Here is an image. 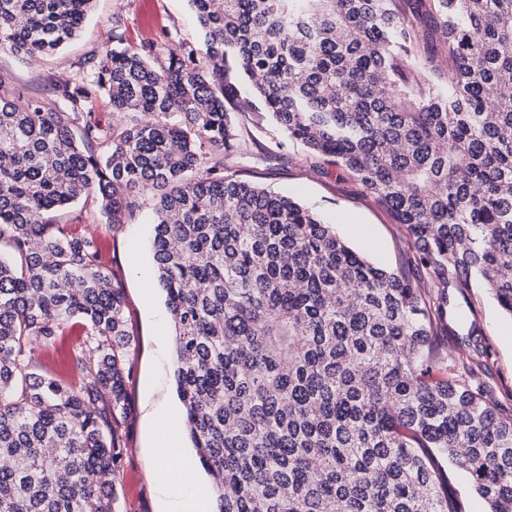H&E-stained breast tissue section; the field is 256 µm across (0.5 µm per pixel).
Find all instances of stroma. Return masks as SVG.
Returning a JSON list of instances; mask_svg holds the SVG:
<instances>
[{
  "label": "stroma",
  "instance_id": "stroma-1",
  "mask_svg": "<svg viewBox=\"0 0 512 512\" xmlns=\"http://www.w3.org/2000/svg\"><path fill=\"white\" fill-rule=\"evenodd\" d=\"M118 33L134 48L144 40L166 41L172 33L198 53L206 51L204 33L188 0H93L80 32L63 49L33 60L0 51V80L22 96L43 95L50 79L77 76L78 61L103 53ZM231 120L248 144L245 154L229 162L240 179L300 202L375 265L395 271L406 267L411 248L405 229L350 172L289 140L267 113L235 111ZM153 220V201L142 196L123 223L99 230L114 280L125 292L133 336L127 362L128 400L121 422L124 452L115 487L117 512H162L173 495L152 468L157 444L153 420L183 410L175 392L170 313L154 275ZM467 295L491 351L483 383L502 410L511 414L512 319L499 311L480 282H472Z\"/></svg>",
  "mask_w": 512,
  "mask_h": 512
}]
</instances>
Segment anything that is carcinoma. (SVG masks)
Listing matches in <instances>:
<instances>
[{
	"label": "carcinoma",
	"mask_w": 512,
	"mask_h": 512,
	"mask_svg": "<svg viewBox=\"0 0 512 512\" xmlns=\"http://www.w3.org/2000/svg\"><path fill=\"white\" fill-rule=\"evenodd\" d=\"M91 2L0 0V50L62 47ZM189 2L203 56L116 36L45 96L0 86V512H114L131 334L94 221L144 193L212 512H458L442 458L512 512V415L473 384L482 331L449 372L437 341L473 278L512 318V0ZM426 19L441 47L420 55ZM241 104L354 175L412 271L227 174ZM68 324L76 380L33 364Z\"/></svg>",
	"instance_id": "carcinoma-1"
}]
</instances>
